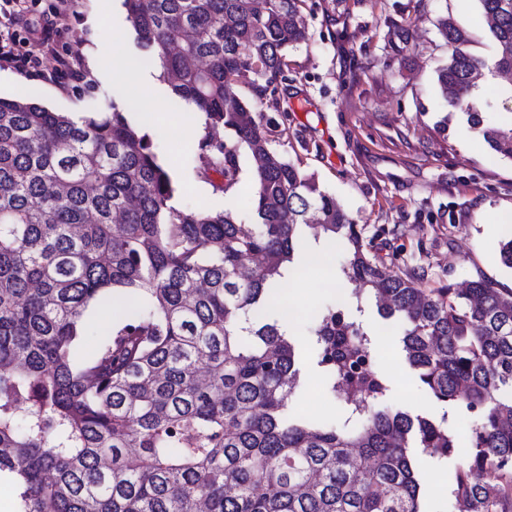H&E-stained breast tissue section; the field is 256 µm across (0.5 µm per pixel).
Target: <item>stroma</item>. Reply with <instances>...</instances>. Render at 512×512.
Listing matches in <instances>:
<instances>
[{"label":"stroma","instance_id":"1","mask_svg":"<svg viewBox=\"0 0 512 512\" xmlns=\"http://www.w3.org/2000/svg\"><path fill=\"white\" fill-rule=\"evenodd\" d=\"M300 10L307 38L289 49L275 95L257 106L277 124L271 149L315 174L362 228L371 256L387 267L423 272L427 289L482 276L512 291V272L498 262V243L512 233L499 222L512 212V163L489 160L478 134L449 115L436 84V69L448 60L436 20L446 15L460 27L476 28V0H301ZM53 39L54 55L36 67L0 61V97L35 99L74 116L115 104L135 127L143 102H152L164 122L149 136L158 162L177 184V203L191 211L227 209L249 221V153L239 154L237 184L222 191L199 144L171 141V133L180 136L191 127L204 136V117L172 97L159 65L142 68L149 88L141 102L127 95L121 77L107 66L115 55L136 61L144 55L121 0H74ZM61 58L74 62L78 78L58 71ZM443 118L444 132L437 128ZM305 288L310 309L293 323L305 381L289 397L288 409L339 424L343 416L320 377L310 327L342 294L317 277ZM354 318L383 338L372 362L391 378V404L435 412L375 306ZM457 465L453 457L423 462L422 512H456L451 490Z\"/></svg>","mask_w":512,"mask_h":512}]
</instances>
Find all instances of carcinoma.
<instances>
[{"mask_svg":"<svg viewBox=\"0 0 512 512\" xmlns=\"http://www.w3.org/2000/svg\"><path fill=\"white\" fill-rule=\"evenodd\" d=\"M146 59L177 100L221 126L208 169L238 181L254 160L252 220L187 211L146 134L117 105L79 119L0 97V474L17 512H420L424 460H459L457 512H512V291L480 277L426 290L370 256L358 224L270 148L276 124L239 96L275 93L305 40L299 0H122ZM492 62L441 16L442 99L491 154L512 163V0H477ZM508 120L486 121L485 73ZM338 236L362 300L392 321L436 417L386 406L378 342L343 300L313 329L339 425L296 418L303 368L269 293L301 237ZM138 298L79 357L105 293ZM452 407L478 415L465 446Z\"/></svg>","mask_w":512,"mask_h":512,"instance_id":"1","label":"carcinoma"}]
</instances>
